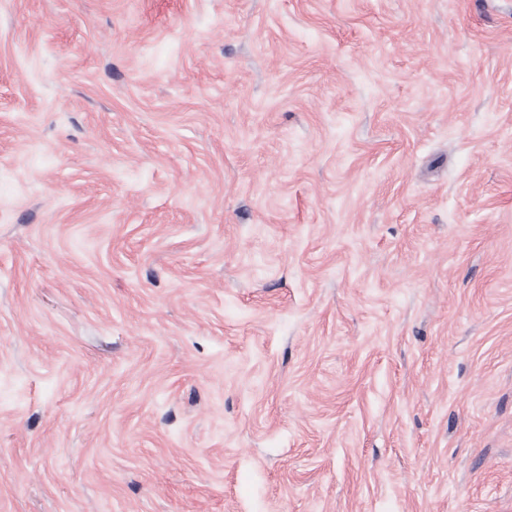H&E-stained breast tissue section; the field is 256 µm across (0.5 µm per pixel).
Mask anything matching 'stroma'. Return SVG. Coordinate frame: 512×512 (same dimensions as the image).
<instances>
[{
    "instance_id": "obj_1",
    "label": "stroma",
    "mask_w": 512,
    "mask_h": 512,
    "mask_svg": "<svg viewBox=\"0 0 512 512\" xmlns=\"http://www.w3.org/2000/svg\"><path fill=\"white\" fill-rule=\"evenodd\" d=\"M0 512H512V0H0Z\"/></svg>"
}]
</instances>
